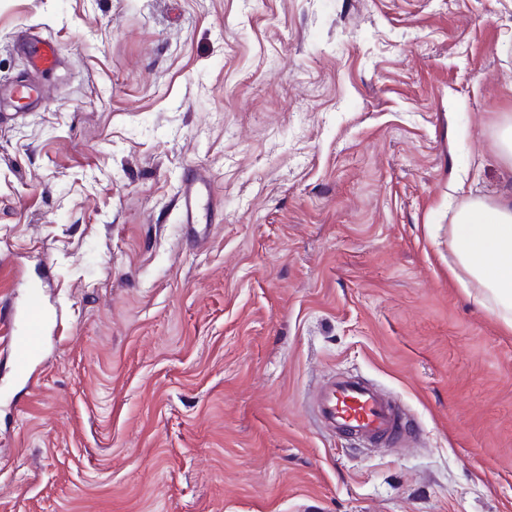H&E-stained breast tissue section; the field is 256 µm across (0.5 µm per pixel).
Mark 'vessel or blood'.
<instances>
[{
    "label": "vessel or blood",
    "instance_id": "vessel-or-blood-1",
    "mask_svg": "<svg viewBox=\"0 0 512 512\" xmlns=\"http://www.w3.org/2000/svg\"><path fill=\"white\" fill-rule=\"evenodd\" d=\"M17 46L39 72L54 70L60 64L56 45L36 28L22 31L17 37ZM11 98L20 108L32 109L41 103L43 91L35 81L24 79L14 84ZM210 197V184L196 173H188L179 196V220L189 231H196L201 224L204 206ZM24 288L27 306L22 317L0 320V325L6 326L11 334L15 363L22 370L41 354L49 334L44 282L33 279L27 281ZM310 412L323 430L345 436L358 445L407 448L416 439L415 430L401 406L381 388L363 379L341 376L323 383L314 394Z\"/></svg>",
    "mask_w": 512,
    "mask_h": 512
}]
</instances>
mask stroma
<instances>
[{
  "mask_svg": "<svg viewBox=\"0 0 512 512\" xmlns=\"http://www.w3.org/2000/svg\"><path fill=\"white\" fill-rule=\"evenodd\" d=\"M0 310L47 276L28 374L0 333V512H512V331L453 272L512 191V0H0ZM211 181L188 245V168ZM389 391L412 448L306 405ZM17 46L28 55L32 67L39 72L55 70L60 64V54L54 42L45 38L34 27H29L18 35ZM12 100L23 109L37 107L43 100V91L31 79L18 81L11 89ZM314 421L326 432L355 444L408 448L416 433L407 413L378 386L341 376L323 383L309 406Z\"/></svg>",
  "mask_w": 512,
  "mask_h": 512,
  "instance_id": "1",
  "label": "stroma"
}]
</instances>
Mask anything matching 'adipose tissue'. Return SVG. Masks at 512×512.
I'll use <instances>...</instances> for the list:
<instances>
[{
  "label": "adipose tissue",
  "mask_w": 512,
  "mask_h": 512,
  "mask_svg": "<svg viewBox=\"0 0 512 512\" xmlns=\"http://www.w3.org/2000/svg\"><path fill=\"white\" fill-rule=\"evenodd\" d=\"M448 246L482 290L480 304L512 329V195L461 205Z\"/></svg>",
  "instance_id": "adipose-tissue-1"
}]
</instances>
